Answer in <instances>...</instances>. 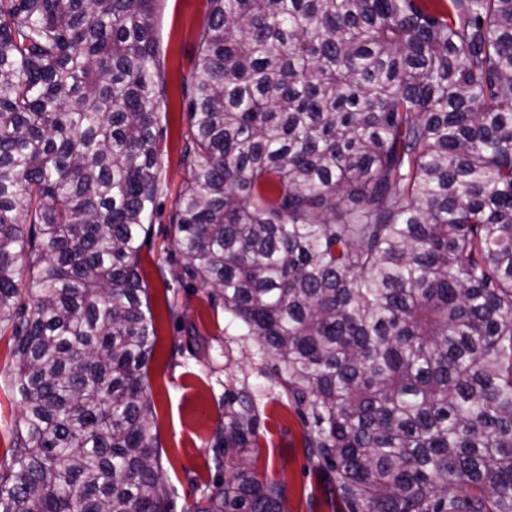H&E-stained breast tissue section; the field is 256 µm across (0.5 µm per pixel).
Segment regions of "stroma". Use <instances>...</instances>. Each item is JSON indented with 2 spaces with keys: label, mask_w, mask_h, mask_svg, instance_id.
<instances>
[{
  "label": "stroma",
  "mask_w": 512,
  "mask_h": 512,
  "mask_svg": "<svg viewBox=\"0 0 512 512\" xmlns=\"http://www.w3.org/2000/svg\"><path fill=\"white\" fill-rule=\"evenodd\" d=\"M209 14L207 0H161L154 18L167 95L160 115L162 193L138 269L157 334L149 391L169 495L174 512H191L217 482L209 456L224 418V398L243 395L256 427L239 452L240 461L284 486L286 512H347L340 498L325 494L326 471L304 448L308 426L273 361L222 306L210 302L205 288L172 274L175 247L169 217L187 177L181 155L189 121L181 86L194 66Z\"/></svg>",
  "instance_id": "35a3bbf8"
}]
</instances>
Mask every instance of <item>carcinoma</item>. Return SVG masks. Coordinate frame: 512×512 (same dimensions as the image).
<instances>
[{"label":"carcinoma","mask_w":512,"mask_h":512,"mask_svg":"<svg viewBox=\"0 0 512 512\" xmlns=\"http://www.w3.org/2000/svg\"><path fill=\"white\" fill-rule=\"evenodd\" d=\"M160 0H0V512H174L138 271ZM170 218L348 512H512V0H209ZM194 512H285L234 462ZM15 362L13 342L9 336L0 339V456L9 448L14 424L21 416L22 406L3 382V376Z\"/></svg>","instance_id":"cac0c4a2"}]
</instances>
